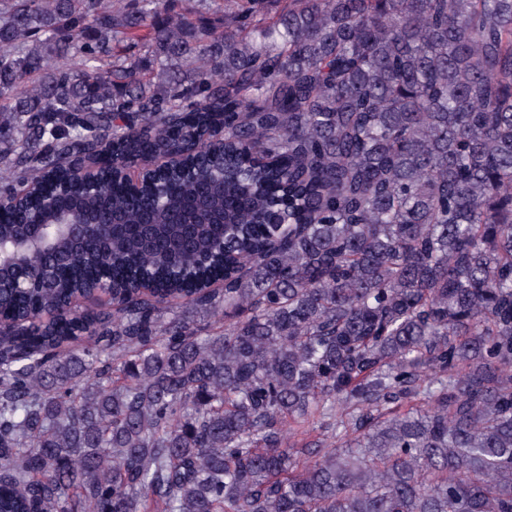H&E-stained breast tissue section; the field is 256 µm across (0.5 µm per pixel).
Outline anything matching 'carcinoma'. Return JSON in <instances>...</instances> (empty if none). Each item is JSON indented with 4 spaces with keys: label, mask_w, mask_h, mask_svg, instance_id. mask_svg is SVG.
<instances>
[{
    "label": "carcinoma",
    "mask_w": 512,
    "mask_h": 512,
    "mask_svg": "<svg viewBox=\"0 0 512 512\" xmlns=\"http://www.w3.org/2000/svg\"><path fill=\"white\" fill-rule=\"evenodd\" d=\"M173 2L0 0V196L130 225L0 223V512H512V0Z\"/></svg>",
    "instance_id": "obj_1"
}]
</instances>
